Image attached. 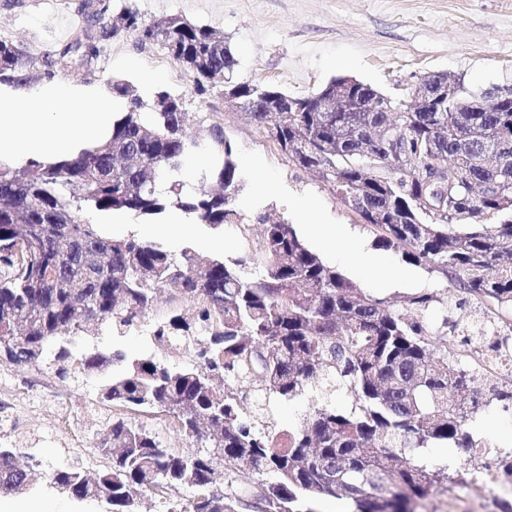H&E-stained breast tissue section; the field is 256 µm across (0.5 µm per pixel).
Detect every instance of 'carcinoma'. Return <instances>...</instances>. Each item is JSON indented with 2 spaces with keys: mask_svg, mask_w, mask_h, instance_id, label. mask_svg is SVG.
<instances>
[{
  "mask_svg": "<svg viewBox=\"0 0 512 512\" xmlns=\"http://www.w3.org/2000/svg\"><path fill=\"white\" fill-rule=\"evenodd\" d=\"M87 25L65 44L31 56L0 39V84L22 94L30 71L57 75L67 59L84 70L112 39L134 34L160 46L194 78L260 100L283 99L300 112H248L257 136L311 172L386 246L406 248L416 263L442 272L457 291L484 304V352L512 345V161L492 150L512 135V100L498 87L461 89L415 112L359 84L347 89L355 112L320 111V94L289 95L242 80L238 61L217 32L169 15L142 23L130 5L122 26L93 32L112 0H93ZM126 101L112 138L61 163L26 170L0 165V362L104 378L99 398L112 405L95 452L98 468L56 469L50 485L76 500H101L108 512H139L135 492L164 498L166 512H239L243 499L225 488L234 476L265 504L264 512H312L322 495L355 512H412L410 503L448 483V473L421 464L432 442L486 452L468 431L483 405L512 410V383L481 365L448 360V333L465 320L426 317L436 297L421 294L391 309L346 279L309 248L285 220L269 223L248 255L201 259L189 248L108 233L93 215L125 212L144 219L174 208L217 229L239 217L243 178L218 124L202 145L186 140L194 116L167 91L146 100L124 80L110 82ZM201 149L215 164L194 186L183 177ZM169 290L197 304L192 318L173 315L153 331L159 347L183 346L193 360L170 368L152 357L129 359L98 349L77 354L73 342L92 323L132 327ZM322 396L301 424L282 428L271 402L310 389ZM352 400L336 407V397ZM161 414L191 441L186 451L162 445L141 414ZM35 456L0 448V494L27 480ZM193 489L191 499L179 497Z\"/></svg>",
  "mask_w": 512,
  "mask_h": 512,
  "instance_id": "obj_1",
  "label": "carcinoma"
}]
</instances>
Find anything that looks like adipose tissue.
<instances>
[{"label": "adipose tissue", "mask_w": 512, "mask_h": 512, "mask_svg": "<svg viewBox=\"0 0 512 512\" xmlns=\"http://www.w3.org/2000/svg\"><path fill=\"white\" fill-rule=\"evenodd\" d=\"M124 99L99 86L53 79L28 95L0 85V164L56 163L112 135Z\"/></svg>", "instance_id": "obj_1"}]
</instances>
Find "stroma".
Segmentation results:
<instances>
[{
    "label": "stroma",
    "instance_id": "1",
    "mask_svg": "<svg viewBox=\"0 0 512 512\" xmlns=\"http://www.w3.org/2000/svg\"><path fill=\"white\" fill-rule=\"evenodd\" d=\"M139 12L144 23L179 15L191 23L221 33L238 60L241 78L273 85L294 95L318 92L330 80L348 75L381 92L408 98L427 74L448 73L475 86H512V0H112ZM83 0H0V38L12 40L38 54L67 40L84 22ZM134 67H127V60ZM142 69L166 75L164 90L179 97L185 111L195 115L186 135L204 139L218 123L231 141L244 176L237 210L239 222L213 230L196 226L184 245L204 257L235 259L248 250L247 235H258L257 218L267 215L294 224L304 232L311 221L350 226L374 255L391 261L401 287L368 284L374 296L402 306L422 293L447 300L453 318H473L481 303L466 294L449 293L448 280L428 266L407 260L402 249L383 246L378 232L343 206L309 172L288 162L267 140L257 137L241 111L224 106L217 92L198 94L194 79L159 47L140 44L135 36L113 39L88 71L72 73L68 62L58 64L60 78L80 84L107 85L121 78L137 82ZM265 181L266 195L254 186ZM316 206L306 214L301 202ZM192 303L160 293L149 316L118 332L108 325L91 326L74 344L122 351L127 357L145 354L170 367L191 360L182 347L151 345L155 324L170 315L192 316ZM99 381L86 376L59 381L53 372L36 373L0 363V444L34 454L41 462L31 488L20 495H0V512H103L94 500L78 501L51 488L48 474L75 461L98 464L94 446L101 422L109 414L99 405ZM471 432L489 438L500 453L512 451V414L498 404L480 408ZM512 483L478 493L458 481L451 489L432 491L419 512H499L498 503Z\"/></svg>",
    "mask_w": 512,
    "mask_h": 512
}]
</instances>
